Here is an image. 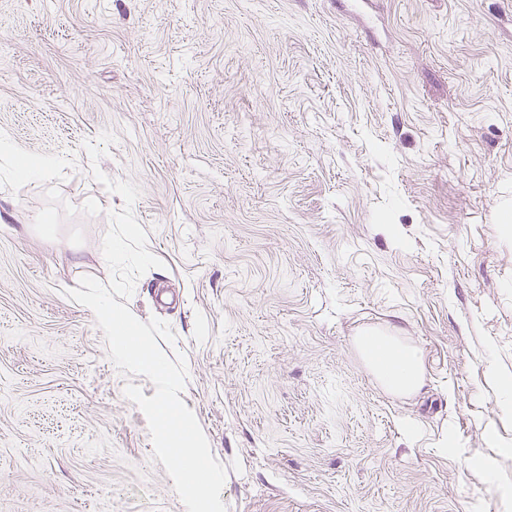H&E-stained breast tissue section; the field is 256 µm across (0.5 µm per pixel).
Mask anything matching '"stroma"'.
<instances>
[{
	"mask_svg": "<svg viewBox=\"0 0 512 512\" xmlns=\"http://www.w3.org/2000/svg\"><path fill=\"white\" fill-rule=\"evenodd\" d=\"M0 512H186L93 311L132 212L227 512H512V0H0ZM116 141L99 162L86 142ZM416 349L419 391L369 370ZM0 174L3 178L37 180L48 176L58 165L56 157L16 159L11 143L0 137ZM359 346L372 370L390 392L405 396L420 387L423 380L420 358L397 337L368 334L361 337Z\"/></svg>",
	"mask_w": 512,
	"mask_h": 512,
	"instance_id": "obj_1",
	"label": "stroma"
}]
</instances>
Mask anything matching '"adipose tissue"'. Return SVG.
I'll use <instances>...</instances> for the list:
<instances>
[{
	"instance_id": "ef3b65f1",
	"label": "adipose tissue",
	"mask_w": 512,
	"mask_h": 512,
	"mask_svg": "<svg viewBox=\"0 0 512 512\" xmlns=\"http://www.w3.org/2000/svg\"><path fill=\"white\" fill-rule=\"evenodd\" d=\"M53 157L15 158L11 143L0 137V176L37 180L48 176L56 167ZM360 349L370 367L393 394L405 396L416 391L423 380L421 361L415 350L397 337L382 334L362 336Z\"/></svg>"
}]
</instances>
